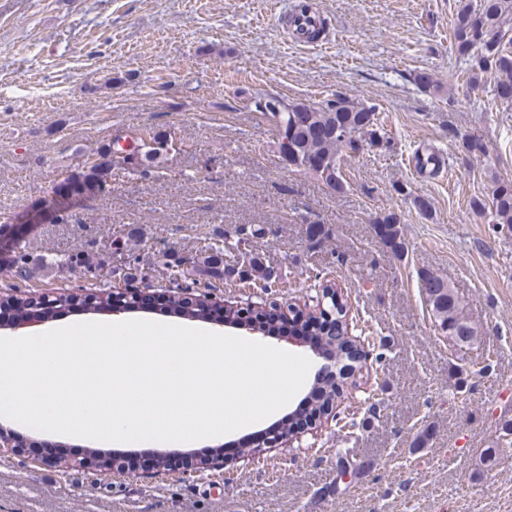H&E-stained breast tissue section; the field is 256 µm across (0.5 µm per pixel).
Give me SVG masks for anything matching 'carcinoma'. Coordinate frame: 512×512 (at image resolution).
Returning <instances> with one entry per match:
<instances>
[{
	"label": "carcinoma",
	"instance_id": "carcinoma-1",
	"mask_svg": "<svg viewBox=\"0 0 512 512\" xmlns=\"http://www.w3.org/2000/svg\"><path fill=\"white\" fill-rule=\"evenodd\" d=\"M512 22V0H487L484 8L474 10L466 4L457 16L454 40L458 52L466 58L472 72V81L489 70L497 77L496 88L508 90L498 94L505 107H512V51L502 45ZM278 137L280 153L289 165L309 171L318 176L327 186L341 192L345 188L340 172L339 153L344 150L356 152L368 146H381V136L376 129L375 111L359 105L351 98L336 97V100L322 108L301 103H292L288 111L272 115ZM128 156L122 159L125 165L135 164L147 170L161 166L162 154L159 149L145 150L144 137L133 136L126 148ZM99 159L86 173L78 175L79 196L92 200L101 189L112 184V147L98 151ZM491 209L493 223L512 230V183L498 185L492 199L472 201V209L481 214ZM374 232L382 243L394 254L401 256L405 251L402 228L393 215L379 217ZM63 263L79 273L98 277V256L80 250L67 256ZM177 273L194 283L224 280L236 277L240 280H262L270 282L278 277L273 268L267 266L262 257L253 252L224 251L223 240L211 238L196 252L191 267H182L175 262ZM418 285L429 307L436 329L453 340L457 345L470 343L477 336V329L468 319L456 293L440 275L429 269L417 272ZM10 304L13 316L20 320L39 315V309L27 301L24 294L5 298ZM306 325L314 331L311 344L336 357V376L314 386V400L309 412L315 413L333 401L348 381L355 379L360 366L352 357L355 340L340 314L333 318L324 314H311Z\"/></svg>",
	"mask_w": 512,
	"mask_h": 512
}]
</instances>
